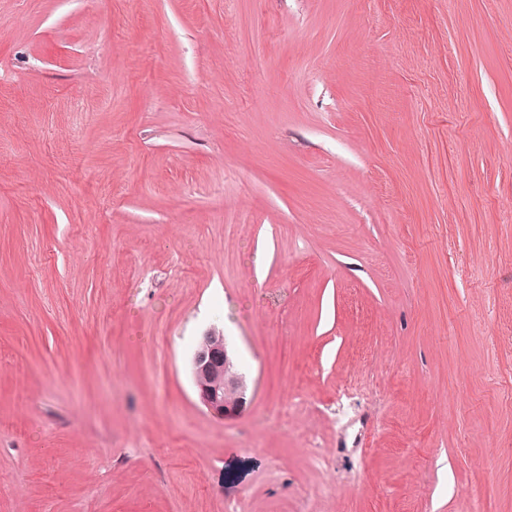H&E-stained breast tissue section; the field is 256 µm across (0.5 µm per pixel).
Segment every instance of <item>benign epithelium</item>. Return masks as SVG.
<instances>
[{"instance_id": "benign-epithelium-1", "label": "benign epithelium", "mask_w": 512, "mask_h": 512, "mask_svg": "<svg viewBox=\"0 0 512 512\" xmlns=\"http://www.w3.org/2000/svg\"><path fill=\"white\" fill-rule=\"evenodd\" d=\"M191 374L197 398L210 414L224 418L245 407L249 385L223 329L211 326L199 336Z\"/></svg>"}]
</instances>
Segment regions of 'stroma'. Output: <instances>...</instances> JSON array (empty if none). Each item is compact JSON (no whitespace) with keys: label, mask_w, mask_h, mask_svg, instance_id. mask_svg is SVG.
Segmentation results:
<instances>
[{"label":"stroma","mask_w":512,"mask_h":512,"mask_svg":"<svg viewBox=\"0 0 512 512\" xmlns=\"http://www.w3.org/2000/svg\"><path fill=\"white\" fill-rule=\"evenodd\" d=\"M213 324L235 419L193 393ZM486 493L512 512V0H0V512ZM191 374L200 404L213 416L224 418L245 407L249 385L223 329L211 326L199 336Z\"/></svg>","instance_id":"stroma-1"}]
</instances>
